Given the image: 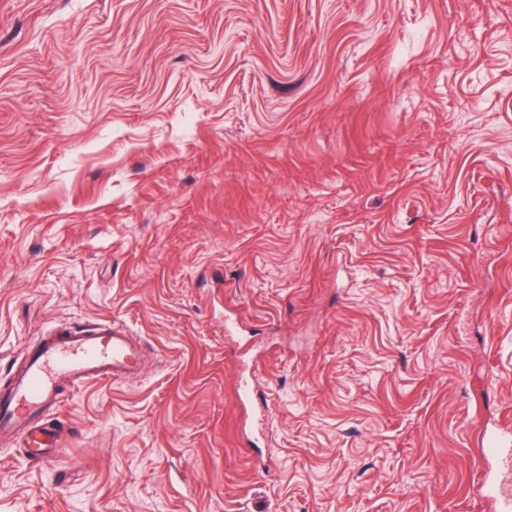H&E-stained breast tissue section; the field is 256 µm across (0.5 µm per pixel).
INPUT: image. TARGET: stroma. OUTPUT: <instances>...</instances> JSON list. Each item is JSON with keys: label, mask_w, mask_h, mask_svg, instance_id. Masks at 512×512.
<instances>
[{"label": "stroma", "mask_w": 512, "mask_h": 512, "mask_svg": "<svg viewBox=\"0 0 512 512\" xmlns=\"http://www.w3.org/2000/svg\"><path fill=\"white\" fill-rule=\"evenodd\" d=\"M112 322L143 373L0 439V512H490L512 0H0V393Z\"/></svg>", "instance_id": "stroma-1"}]
</instances>
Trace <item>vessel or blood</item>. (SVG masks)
Segmentation results:
<instances>
[{
  "label": "vessel or blood",
  "instance_id": "1",
  "mask_svg": "<svg viewBox=\"0 0 512 512\" xmlns=\"http://www.w3.org/2000/svg\"><path fill=\"white\" fill-rule=\"evenodd\" d=\"M139 347L120 329L101 332L55 331L41 337L11 389L0 397V434L27 448L35 460H46L59 447L54 427L35 424L37 412L60 407L66 388L94 380H123L140 373ZM488 450L482 459L478 495L496 512H512V428H493L482 435Z\"/></svg>",
  "mask_w": 512,
  "mask_h": 512
}]
</instances>
